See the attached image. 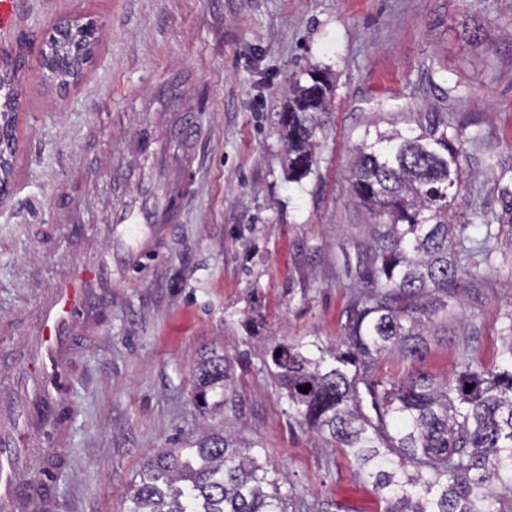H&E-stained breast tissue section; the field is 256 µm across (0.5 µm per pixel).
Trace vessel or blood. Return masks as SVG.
I'll use <instances>...</instances> for the list:
<instances>
[{
    "instance_id": "vessel-or-blood-1",
    "label": "vessel or blood",
    "mask_w": 512,
    "mask_h": 512,
    "mask_svg": "<svg viewBox=\"0 0 512 512\" xmlns=\"http://www.w3.org/2000/svg\"><path fill=\"white\" fill-rule=\"evenodd\" d=\"M22 17L20 0H0V37L10 36ZM191 160L163 174L152 197L122 200L113 213L110 246L73 262L68 275L41 301L26 331L23 352L9 378L11 393L0 401V512H36L49 491L48 477L65 460L67 418L59 411L77 337L96 332L114 288L125 273L158 253L172 225L182 220L179 202L191 193ZM52 449L42 457L37 480L25 478L41 436Z\"/></svg>"
}]
</instances>
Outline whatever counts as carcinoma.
Returning a JSON list of instances; mask_svg holds the SVG:
<instances>
[{
	"label": "carcinoma",
	"instance_id": "1",
	"mask_svg": "<svg viewBox=\"0 0 512 512\" xmlns=\"http://www.w3.org/2000/svg\"><path fill=\"white\" fill-rule=\"evenodd\" d=\"M305 75L292 81L281 112L295 182L311 174L313 138L330 111L328 77ZM419 129H368L355 149L348 183L369 234L342 335L325 348L272 339L263 364L301 423L351 457L384 512H512V314L498 365L466 361L443 383L420 371L403 380L367 373L386 352L418 355L426 322L448 310L459 273L493 267L502 238L512 241V161L497 163L501 210L476 224L459 212L466 128L430 112ZM230 380L224 354L210 350L196 369L194 400L223 409ZM128 502L126 512H301L262 452L222 432L149 460Z\"/></svg>",
	"mask_w": 512,
	"mask_h": 512
}]
</instances>
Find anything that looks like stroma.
Segmentation results:
<instances>
[{
	"instance_id": "stroma-1",
	"label": "stroma",
	"mask_w": 512,
	"mask_h": 512,
	"mask_svg": "<svg viewBox=\"0 0 512 512\" xmlns=\"http://www.w3.org/2000/svg\"><path fill=\"white\" fill-rule=\"evenodd\" d=\"M98 21V41L67 85L38 64L54 23ZM31 48L18 86L17 146L0 203V398L29 321L70 261L101 252L115 206L142 168L141 144L183 150L173 112L193 116L196 183L142 271L118 288L82 339L60 403L67 465L41 512H125L145 463L187 438L230 427L263 449L314 507L384 512L355 464L302 425L263 367L258 339L335 340L358 267L364 215L344 170L366 129L416 128L427 112L467 131L472 178L461 207L498 210L491 158L512 157V0H28L0 53ZM331 82L334 111L315 133L316 163L288 178L280 114L291 76ZM462 304L435 317L418 357H378L373 373L445 379L505 354L512 259L460 275ZM223 352V413L192 398L201 353Z\"/></svg>"
}]
</instances>
